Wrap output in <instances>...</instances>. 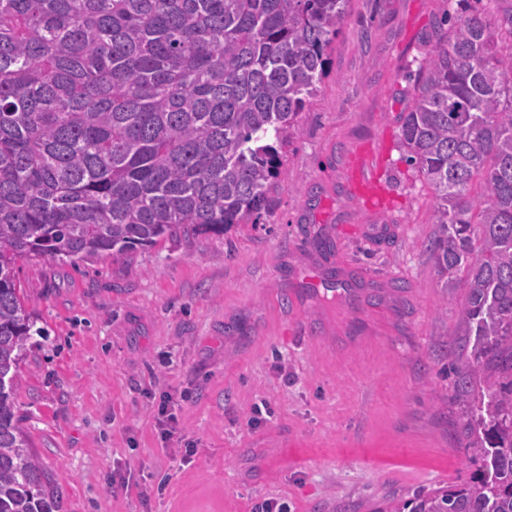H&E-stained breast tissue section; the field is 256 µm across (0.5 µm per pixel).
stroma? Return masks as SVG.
I'll return each mask as SVG.
<instances>
[{
  "label": "stroma",
  "mask_w": 512,
  "mask_h": 512,
  "mask_svg": "<svg viewBox=\"0 0 512 512\" xmlns=\"http://www.w3.org/2000/svg\"><path fill=\"white\" fill-rule=\"evenodd\" d=\"M447 10L352 0L257 223L126 262L19 266L39 333L18 413L61 512H254L269 499L373 512L474 476L446 352L460 301L427 251L432 195L399 144L410 77ZM362 144L380 152V213L345 188ZM166 390L182 395L170 440L156 420Z\"/></svg>",
  "instance_id": "obj_1"
}]
</instances>
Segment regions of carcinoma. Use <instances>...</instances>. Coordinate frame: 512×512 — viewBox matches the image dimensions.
I'll return each instance as SVG.
<instances>
[{
	"label": "carcinoma",
	"instance_id": "obj_1",
	"mask_svg": "<svg viewBox=\"0 0 512 512\" xmlns=\"http://www.w3.org/2000/svg\"><path fill=\"white\" fill-rule=\"evenodd\" d=\"M351 0H0V512H59L14 390L18 264L126 259L267 207ZM401 113L453 294L456 424L479 476L374 512H512V11L448 0ZM471 352H466V349Z\"/></svg>",
	"mask_w": 512,
	"mask_h": 512
}]
</instances>
